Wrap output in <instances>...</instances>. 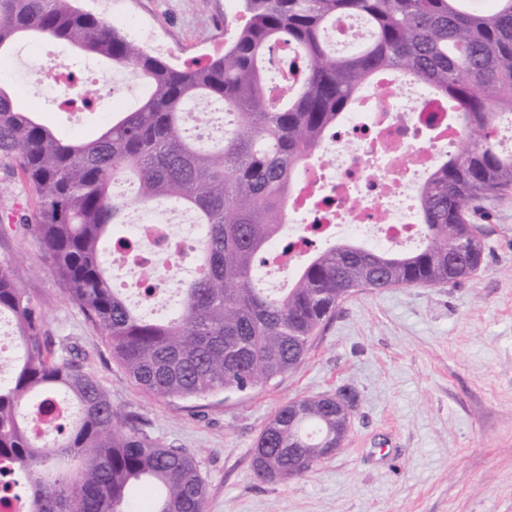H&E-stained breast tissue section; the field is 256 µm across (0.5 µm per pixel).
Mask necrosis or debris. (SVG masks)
<instances>
[{
  "label": "necrosis or debris",
  "instance_id": "4bbe7bcc",
  "mask_svg": "<svg viewBox=\"0 0 512 512\" xmlns=\"http://www.w3.org/2000/svg\"><path fill=\"white\" fill-rule=\"evenodd\" d=\"M461 138L447 103L422 83L405 73L379 74L305 163L288 197V241L270 246L266 271L295 273L310 242L346 237L376 249L421 242L412 202ZM200 230L177 206L137 208L129 247L112 256L154 267L160 282L194 276Z\"/></svg>",
  "mask_w": 512,
  "mask_h": 512
}]
</instances>
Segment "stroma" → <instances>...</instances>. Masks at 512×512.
Returning a JSON list of instances; mask_svg holds the SVG:
<instances>
[{
    "label": "stroma",
    "instance_id": "obj_1",
    "mask_svg": "<svg viewBox=\"0 0 512 512\" xmlns=\"http://www.w3.org/2000/svg\"><path fill=\"white\" fill-rule=\"evenodd\" d=\"M141 18L149 51L182 63L222 55L245 20L244 0H122ZM7 90L61 135L93 138V112L73 121L51 80ZM0 215H31L18 174L0 165ZM477 217L481 268L457 285L366 289L337 308L293 373L247 393L199 400L143 394L113 359L107 336L69 302L32 230L0 233V260L22 286L56 347L77 354L121 411L160 442L194 454L205 512H512V192ZM350 393V429L336 454L287 482L258 480L256 440L301 397Z\"/></svg>",
    "mask_w": 512,
    "mask_h": 512
}]
</instances>
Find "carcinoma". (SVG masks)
Returning a JSON list of instances; mask_svg holds the SVG:
<instances>
[{"instance_id": "1", "label": "carcinoma", "mask_w": 512, "mask_h": 512, "mask_svg": "<svg viewBox=\"0 0 512 512\" xmlns=\"http://www.w3.org/2000/svg\"><path fill=\"white\" fill-rule=\"evenodd\" d=\"M249 17L224 55L175 65L128 40L74 0H0V56L24 38L70 44L145 81L135 109L112 116L90 141H65L0 87V161L34 198L33 232L67 299L110 341L112 357L146 394L203 399L262 388L296 371L312 337L365 288L457 284L484 260L473 218L512 191V153L490 143L512 117V0H246ZM338 17H360L369 39L347 54L328 40ZM284 44L300 68L275 101L267 73ZM410 74L448 101L468 149L438 166L419 195L426 241L393 253L339 243L310 254L284 294L258 287L261 257L279 239L300 164L376 74ZM206 101L228 116L215 141L188 134L186 112ZM172 202L205 226L201 272L181 282L175 313L155 318L112 287L105 254L131 210ZM468 244L454 258L451 243ZM0 261V315L21 355L0 383V476L20 485L28 512H132L130 491L154 493L144 512H205L195 456L166 447L123 413L80 361L54 350L45 321ZM78 415L45 445L35 417H58L56 394ZM346 409L336 397L281 406L260 433L254 475L286 482L311 471L316 449L341 448Z\"/></svg>"}]
</instances>
